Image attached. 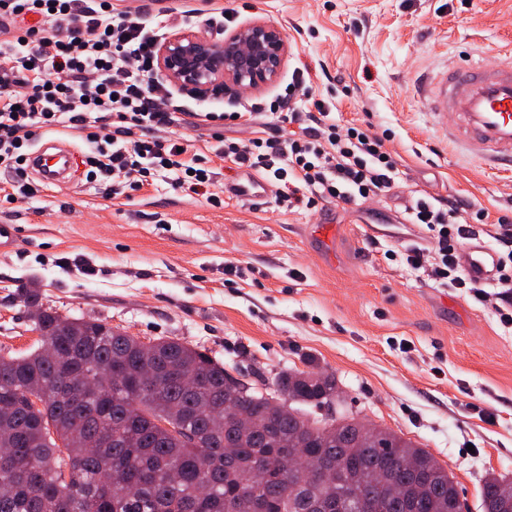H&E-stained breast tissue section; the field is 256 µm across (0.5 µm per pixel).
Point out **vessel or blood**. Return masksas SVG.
I'll use <instances>...</instances> for the list:
<instances>
[{"instance_id":"b4317fda","label":"vessel or blood","mask_w":512,"mask_h":512,"mask_svg":"<svg viewBox=\"0 0 512 512\" xmlns=\"http://www.w3.org/2000/svg\"><path fill=\"white\" fill-rule=\"evenodd\" d=\"M426 104L442 124V136L465 156L483 165L512 163V51L502 52L492 64L480 58L450 64L440 79L428 84ZM61 168L49 165L46 149L30 162L43 184L61 183L64 164L73 158L63 149ZM226 196L256 204L270 193L267 180L253 170H243L237 182L224 186ZM465 276L478 284L492 282L498 256L483 241L468 243L462 253Z\"/></svg>"}]
</instances>
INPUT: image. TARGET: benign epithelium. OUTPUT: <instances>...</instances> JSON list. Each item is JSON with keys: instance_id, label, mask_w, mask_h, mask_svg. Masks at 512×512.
Returning a JSON list of instances; mask_svg holds the SVG:
<instances>
[{"instance_id": "7a95c632", "label": "benign epithelium", "mask_w": 512, "mask_h": 512, "mask_svg": "<svg viewBox=\"0 0 512 512\" xmlns=\"http://www.w3.org/2000/svg\"><path fill=\"white\" fill-rule=\"evenodd\" d=\"M287 53L280 30L256 22L220 43L193 31L177 34L160 45L157 65L180 87L205 96L273 82Z\"/></svg>"}]
</instances>
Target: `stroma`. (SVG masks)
<instances>
[{
	"instance_id": "35a3bbf8",
	"label": "stroma",
	"mask_w": 512,
	"mask_h": 512,
	"mask_svg": "<svg viewBox=\"0 0 512 512\" xmlns=\"http://www.w3.org/2000/svg\"><path fill=\"white\" fill-rule=\"evenodd\" d=\"M112 2L171 11L173 23L188 19L216 42L255 22L278 27L288 55L275 81L207 97L177 87L175 105L239 110L302 71L303 109L326 98L337 119L387 133L398 188L359 206L287 210L271 197L259 207L225 198L239 170L219 159L211 185L191 196L165 171L116 196L111 180L87 181L75 162L62 187L0 198V225L15 231L0 249V355L37 348L21 298L34 288L60 314L197 347L262 392L285 370L327 372L345 410L426 448L466 512H482L484 476L512 478V326L495 313L512 304V288L441 285L400 253L429 244L406 221L416 197L487 213L469 235L491 247L497 218L512 212V166L486 170L457 156L418 97L449 59L491 62L512 47V0ZM318 224L337 228L328 247L311 237Z\"/></svg>"
}]
</instances>
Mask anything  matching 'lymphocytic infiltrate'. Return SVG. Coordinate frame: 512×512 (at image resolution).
Masks as SVG:
<instances>
[{
  "label": "lymphocytic infiltrate",
  "mask_w": 512,
  "mask_h": 512,
  "mask_svg": "<svg viewBox=\"0 0 512 512\" xmlns=\"http://www.w3.org/2000/svg\"><path fill=\"white\" fill-rule=\"evenodd\" d=\"M30 17L35 25H27ZM170 20L167 14L146 19L117 10L112 0H0V168L11 175L13 195L37 194L28 175V150L41 130L54 127L83 130L86 179L117 175L136 191L167 170L174 189L195 194L209 185L205 157L182 150L181 138L156 134L173 121L167 87L151 80L156 40ZM303 85L299 78L270 102L242 112H200L196 118L230 127L267 112L292 124L285 136L225 138L216 151L224 161L262 172L281 206L351 204L389 194L398 169L383 138L371 128L336 120L324 100L302 111ZM99 112L112 114L111 131L97 125ZM409 221L435 244L432 279L469 287L457 248L466 208L421 197Z\"/></svg>",
  "instance_id": "obj_1"
}]
</instances>
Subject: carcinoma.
<instances>
[{
  "label": "carcinoma",
  "instance_id": "carcinoma-1",
  "mask_svg": "<svg viewBox=\"0 0 512 512\" xmlns=\"http://www.w3.org/2000/svg\"><path fill=\"white\" fill-rule=\"evenodd\" d=\"M40 310L34 330L55 343L0 356V512H408L386 485H410L398 466L414 459L430 490L415 512H456L458 490L426 449L395 432L362 425L347 414L310 416L305 406L340 402L336 377L288 370L273 393L288 413L271 416L269 395L231 384L224 364L175 340L151 354L139 339L102 321L64 316L41 296L22 294ZM231 399L254 421L238 430L224 420ZM234 448L232 457L224 449ZM263 470L266 479L250 482ZM512 479L489 474L480 486L484 512Z\"/></svg>",
  "mask_w": 512,
  "mask_h": 512
}]
</instances>
